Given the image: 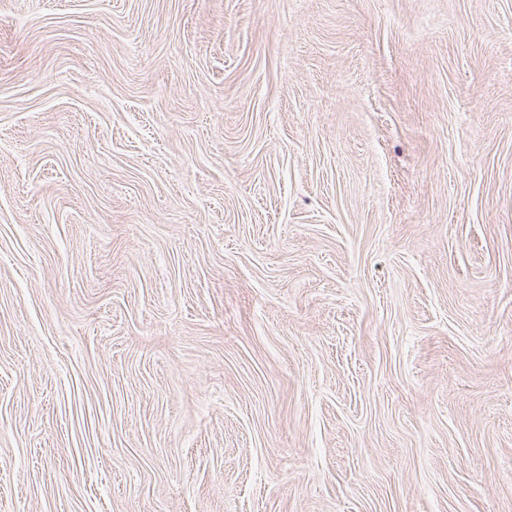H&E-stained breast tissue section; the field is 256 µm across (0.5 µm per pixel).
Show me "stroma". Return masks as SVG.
Here are the masks:
<instances>
[{
  "instance_id": "obj_1",
  "label": "stroma",
  "mask_w": 512,
  "mask_h": 512,
  "mask_svg": "<svg viewBox=\"0 0 512 512\" xmlns=\"http://www.w3.org/2000/svg\"><path fill=\"white\" fill-rule=\"evenodd\" d=\"M0 512H512V0H0Z\"/></svg>"
}]
</instances>
